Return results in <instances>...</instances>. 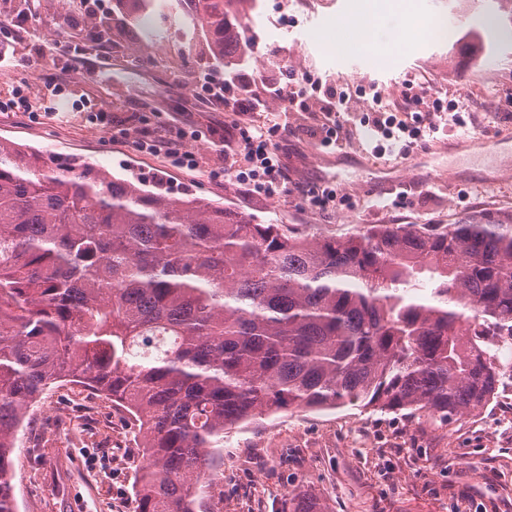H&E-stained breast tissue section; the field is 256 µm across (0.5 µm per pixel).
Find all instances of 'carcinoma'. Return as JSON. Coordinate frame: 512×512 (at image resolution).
Listing matches in <instances>:
<instances>
[{
  "label": "carcinoma",
  "instance_id": "carcinoma-1",
  "mask_svg": "<svg viewBox=\"0 0 512 512\" xmlns=\"http://www.w3.org/2000/svg\"><path fill=\"white\" fill-rule=\"evenodd\" d=\"M246 54L241 0H118ZM481 339H469L475 328ZM512 343V212L303 236L0 140V512L32 405L70 383L127 413L134 512H215L224 434L292 407L451 424ZM289 512H326L308 494Z\"/></svg>",
  "mask_w": 512,
  "mask_h": 512
}]
</instances>
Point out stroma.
<instances>
[{"label":"stroma","instance_id":"obj_1","mask_svg":"<svg viewBox=\"0 0 512 512\" xmlns=\"http://www.w3.org/2000/svg\"><path fill=\"white\" fill-rule=\"evenodd\" d=\"M88 0L63 11L60 0H0V32H7L0 62V101L24 87L36 112H0V139L41 151L76 156L115 175L162 182L176 195L192 194L317 236H342L366 224H450L465 214L512 211V0H485L466 9L461 0H366L363 13L350 0H258L261 24L245 28L248 56L232 75L256 86L279 82L270 61L311 71L350 92L330 145L319 101L309 111L284 112L269 102L260 112L212 109L194 86L223 75L207 49L184 54L181 35L163 29L146 40L115 0L87 14ZM416 20L450 28L449 40L422 36L378 60L358 51L359 41L391 40L400 7ZM462 17L449 26L450 17ZM166 56H159V46ZM58 80L60 90L49 86ZM439 90L464 104L461 112H433L419 156L387 145L384 162L370 166L381 134L378 113L360 89L381 88L401 99L406 80ZM112 118L94 123L95 108ZM183 127L182 143L199 166L173 167L165 154L138 151L144 132L163 138ZM241 124L275 127L272 149L290 181L287 194H245L224 171L230 161L218 131ZM474 132L489 153H456L448 144ZM335 189L334 209H308L301 192ZM19 512H133L137 449L126 415L83 392L45 399L34 407L14 454ZM311 493L328 512H512V370L489 405L437 427L424 417L361 411L290 408L224 436V477L215 490L219 512H284L293 494Z\"/></svg>","mask_w":512,"mask_h":512}]
</instances>
